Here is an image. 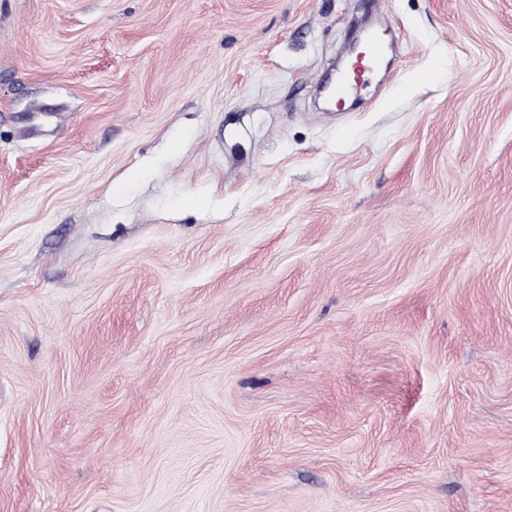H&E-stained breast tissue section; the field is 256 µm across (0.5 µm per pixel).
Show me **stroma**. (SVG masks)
<instances>
[{
	"label": "stroma",
	"mask_w": 512,
	"mask_h": 512,
	"mask_svg": "<svg viewBox=\"0 0 512 512\" xmlns=\"http://www.w3.org/2000/svg\"><path fill=\"white\" fill-rule=\"evenodd\" d=\"M0 512H512V0H0ZM386 51V42L375 38L369 44L365 57L358 63L357 69L340 72L328 85L329 100L334 104H345L349 100L359 98L361 91L370 84L375 69L384 59Z\"/></svg>",
	"instance_id": "1"
}]
</instances>
